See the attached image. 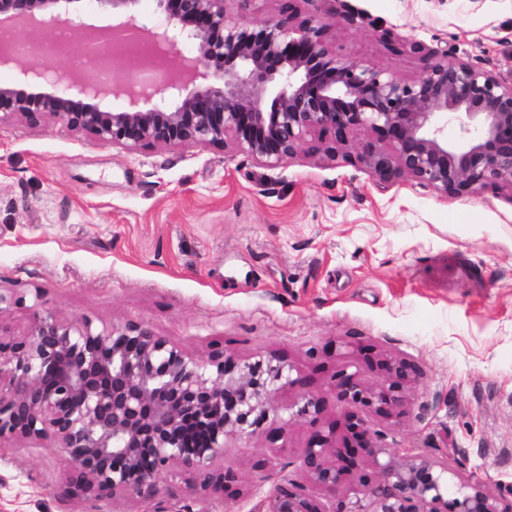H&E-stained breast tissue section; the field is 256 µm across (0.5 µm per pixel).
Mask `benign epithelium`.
<instances>
[{"label":"benign epithelium","mask_w":512,"mask_h":512,"mask_svg":"<svg viewBox=\"0 0 512 512\" xmlns=\"http://www.w3.org/2000/svg\"><path fill=\"white\" fill-rule=\"evenodd\" d=\"M0 0V26L43 42L61 27L80 35L86 63L62 68L49 53L22 65L0 39V68L17 70L0 85V124L57 121L95 142L126 150L212 146L226 138L256 164L276 168L311 133L331 135L329 151L351 158L350 135L368 132L355 161L379 186L408 178L443 197L512 192V76L432 52L423 73L406 80L336 52L329 25L286 9L250 27L229 18L224 0ZM112 10L116 23L87 19ZM193 54L177 51L180 43ZM126 106L105 112L106 98ZM456 138L448 140V127ZM31 330L0 323V440L49 441L67 456V495L77 501H144L170 512L163 474L192 478L188 493L225 499L237 482L215 465L229 435L260 433L273 400L303 385L279 359L239 363L213 350L198 357L150 327L67 320L32 305ZM404 359L375 391L354 375L336 379L339 398L387 414L415 378ZM324 399L299 392L288 422L318 415ZM370 470L343 491L340 449L315 434L304 449L308 480L337 500L335 512H512V485L458 479L446 457L365 447ZM259 512H323L290 483L264 498Z\"/></svg>","instance_id":"1"}]
</instances>
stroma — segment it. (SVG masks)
<instances>
[{
  "label": "stroma",
  "instance_id": "1",
  "mask_svg": "<svg viewBox=\"0 0 512 512\" xmlns=\"http://www.w3.org/2000/svg\"><path fill=\"white\" fill-rule=\"evenodd\" d=\"M355 12V21L336 6ZM328 23L339 53L411 80L437 48L512 71V0H294ZM392 32L395 46L380 41ZM308 136L280 167L234 145L128 151L50 122L0 128V314L28 333V300L68 319L148 325L197 356L276 357L323 396L287 424L280 391L262 434L231 438L218 465L239 475L228 506L178 496L175 512H254L279 483L322 512L334 502L300 469L309 437L350 404L341 372L368 386L382 361L419 368L399 416L359 408L393 448L459 459L461 477L512 483V193L444 198L401 178L378 189L360 165ZM268 458L266 473L252 463ZM69 462L43 441H0V512H145L146 503L70 500Z\"/></svg>",
  "mask_w": 512,
  "mask_h": 512
}]
</instances>
